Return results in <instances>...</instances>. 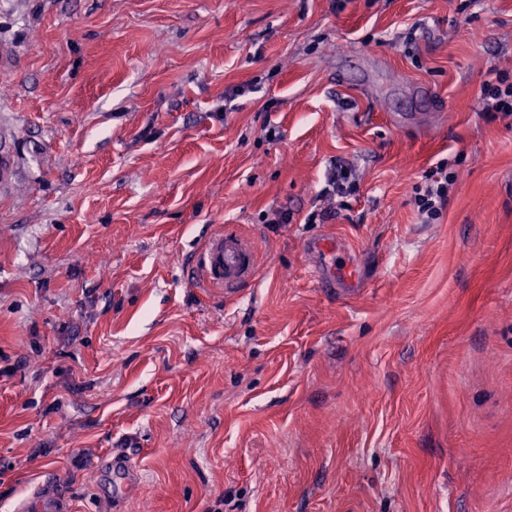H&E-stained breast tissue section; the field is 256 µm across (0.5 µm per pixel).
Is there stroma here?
Here are the masks:
<instances>
[{
	"label": "stroma",
	"mask_w": 512,
	"mask_h": 512,
	"mask_svg": "<svg viewBox=\"0 0 512 512\" xmlns=\"http://www.w3.org/2000/svg\"><path fill=\"white\" fill-rule=\"evenodd\" d=\"M493 63L512 0H0V512L49 477L72 512H512ZM226 228L258 253L234 297L194 267ZM325 235L357 293L320 286ZM444 166H438L436 171L425 176L430 182L426 185L423 194L419 193L416 199L418 210L427 219H433L445 207L448 200V185L455 180L453 173L445 172ZM440 175V177H436ZM434 177V178H433ZM101 467L105 470H111L114 474H119L123 479V491L122 488H116L114 490L113 499L118 497L121 493L124 497L127 496L128 489L131 485L138 482V474L135 470V466L131 462V459L124 452H112L111 455L107 456L101 463Z\"/></svg>",
	"instance_id": "35a3bbf8"
}]
</instances>
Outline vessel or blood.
<instances>
[{"instance_id": "b4317fda", "label": "vessel or blood", "mask_w": 512, "mask_h": 512, "mask_svg": "<svg viewBox=\"0 0 512 512\" xmlns=\"http://www.w3.org/2000/svg\"><path fill=\"white\" fill-rule=\"evenodd\" d=\"M309 248L324 259L337 257L336 265L323 267L321 278L327 283H340L344 293H354L359 273L353 260L345 257L343 244L326 237L313 240ZM197 261V271L203 281L224 289L230 295L249 284L256 269V255L251 242L233 230L210 235ZM101 466L121 475L124 486H131L138 481L135 467L124 452L107 456ZM17 512H69L68 500L56 481L50 479L34 495L32 505H21Z\"/></svg>"}]
</instances>
